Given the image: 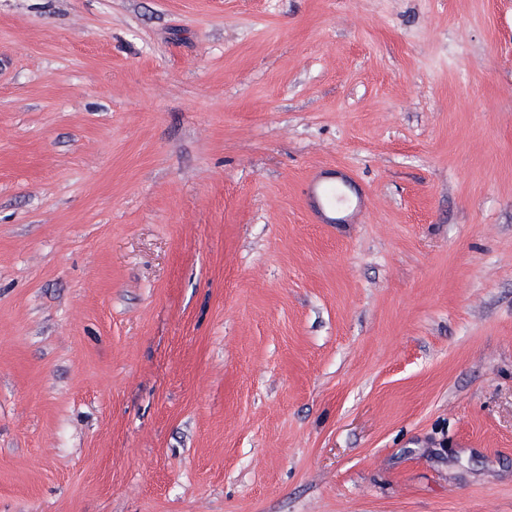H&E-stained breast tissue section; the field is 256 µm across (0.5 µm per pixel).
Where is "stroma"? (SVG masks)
Returning <instances> with one entry per match:
<instances>
[{
    "label": "stroma",
    "instance_id": "1",
    "mask_svg": "<svg viewBox=\"0 0 512 512\" xmlns=\"http://www.w3.org/2000/svg\"><path fill=\"white\" fill-rule=\"evenodd\" d=\"M0 512H512V0H0Z\"/></svg>",
    "mask_w": 512,
    "mask_h": 512
}]
</instances>
